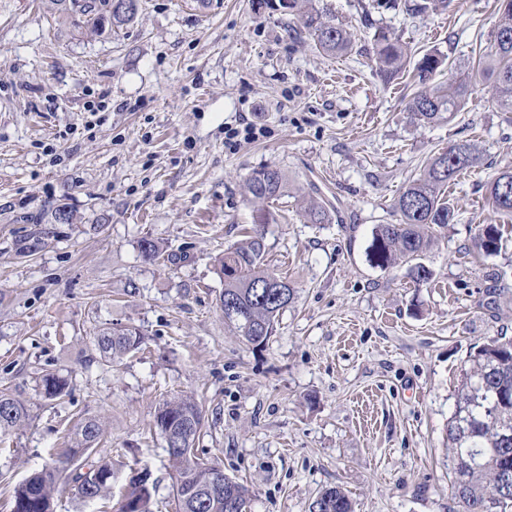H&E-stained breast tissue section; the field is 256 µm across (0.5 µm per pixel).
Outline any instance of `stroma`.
Here are the masks:
<instances>
[{
	"mask_svg": "<svg viewBox=\"0 0 512 512\" xmlns=\"http://www.w3.org/2000/svg\"><path fill=\"white\" fill-rule=\"evenodd\" d=\"M328 3L355 36L335 58L257 0H140L132 22L101 34L50 0H0V390L30 410L0 436V512L95 415L117 481L148 469L152 512H177L152 424L179 395L205 414L197 456L247 485L246 512H308L336 486L355 512H457L446 429L462 371L474 346L512 338V219L487 200L512 168V113L483 90L452 119L418 124L409 78L375 73L371 35L439 51L443 86L490 48L498 2L424 16ZM244 122L266 137L226 146ZM464 142L481 160L448 187L457 216L423 258L431 280L372 267L374 225L396 223L404 185ZM265 165L291 188L270 206L266 264L297 298L255 347L217 307L218 259L253 226L242 181ZM314 187L331 223L298 213ZM60 205L72 223H52ZM478 224L501 226L498 254L477 252ZM145 237L164 259L142 257ZM125 325L142 349L103 362L95 337ZM46 370L68 377L69 396L44 401Z\"/></svg>",
	"mask_w": 512,
	"mask_h": 512,
	"instance_id": "35a3bbf8",
	"label": "stroma"
}]
</instances>
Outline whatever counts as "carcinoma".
I'll return each instance as SVG.
<instances>
[{
	"mask_svg": "<svg viewBox=\"0 0 512 512\" xmlns=\"http://www.w3.org/2000/svg\"><path fill=\"white\" fill-rule=\"evenodd\" d=\"M60 14L76 16L92 32L120 27L134 20L139 0H117L112 15L98 6L108 0H89L87 9H75L78 0H50ZM498 21L493 31L490 50L479 56L478 71L492 80L498 109L512 112V0H498ZM406 11L413 14L445 11L455 7L454 0H404ZM286 16L301 24L314 46L328 56H340L353 42L348 24L336 18L328 4L317 0H288ZM373 60L382 79L389 83L404 68L410 50L393 32L377 28L372 35ZM445 57L429 51L414 66L415 91L406 103L407 111L424 123L453 116L462 109L474 92L477 75L458 73L447 86L435 89L429 85L432 76L443 66ZM466 154L465 164L456 166L454 147L433 155L423 172L411 180L394 199L396 224H377L372 231L368 258L372 265L387 270L399 263L410 265L413 280L420 284L432 278V272L419 259L435 244L438 233L456 218L453 204L445 197L448 185L462 171L473 167L479 159L478 148L468 142L459 144ZM288 175L276 166L253 171L243 183L245 198L257 206L261 224L275 221L266 205L288 195ZM489 203L497 212L512 216V168L498 173L489 185ZM302 216L310 224L330 223L329 211L316 199L306 198ZM502 233L494 224L475 227L474 246L486 255L501 248ZM264 234L255 228L245 233L238 243L224 250L218 260L224 288L218 307L234 308L224 313V321L233 325L249 344H265L275 331L280 312L291 304L296 290L288 278L265 267ZM143 336L135 327L106 330L95 337V345L108 363L120 361L137 352ZM38 387L44 400L54 402L69 395L68 378L48 371L41 375ZM29 419L26 405L10 392L0 391V435L8 434ZM204 416L189 397H177L159 406L154 427L163 433L177 428L183 441L182 450L168 452L175 467L174 493L178 512H245L247 488L232 479H224V491L209 492L213 466L201 461L195 453ZM104 434L99 417L84 419L76 428L62 465L86 459L89 471L98 475L71 471L76 497L83 503H94L114 486L112 460L96 457ZM448 450L452 456L455 480L452 496L463 512H512V485L503 488L500 475L512 472V339L496 338L475 347L470 366L463 371L454 410L448 419ZM62 470L43 469L26 478L14 490V512H53V493ZM153 484L142 488L123 489L121 497L130 498L132 512H150ZM310 512H353L352 503L338 487L321 492L311 504Z\"/></svg>",
	"mask_w": 512,
	"mask_h": 512,
	"instance_id": "1",
	"label": "carcinoma"
}]
</instances>
